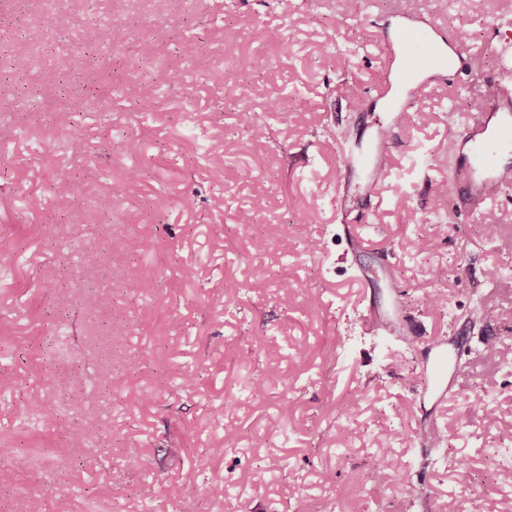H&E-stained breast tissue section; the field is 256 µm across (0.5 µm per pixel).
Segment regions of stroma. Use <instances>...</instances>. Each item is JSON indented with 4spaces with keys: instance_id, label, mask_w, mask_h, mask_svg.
<instances>
[{
    "instance_id": "stroma-1",
    "label": "stroma",
    "mask_w": 512,
    "mask_h": 512,
    "mask_svg": "<svg viewBox=\"0 0 512 512\" xmlns=\"http://www.w3.org/2000/svg\"><path fill=\"white\" fill-rule=\"evenodd\" d=\"M130 11L154 33L113 50L80 23ZM408 14L467 55L394 101ZM59 28L104 107L38 83ZM509 37L512 0H66L33 22L31 71L0 65V512H512V189L437 207L473 108L512 88ZM59 172L85 186L64 213ZM443 349L459 394L418 398ZM86 426L93 455L60 454Z\"/></svg>"
}]
</instances>
